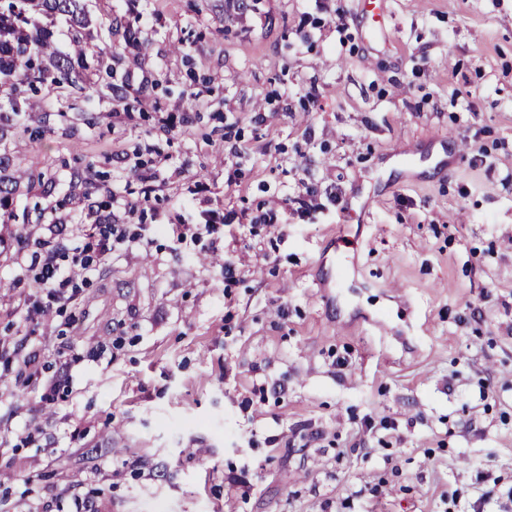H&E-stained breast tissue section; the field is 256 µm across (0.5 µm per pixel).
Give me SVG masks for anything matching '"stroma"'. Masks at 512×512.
I'll return each mask as SVG.
<instances>
[{"instance_id":"1","label":"stroma","mask_w":512,"mask_h":512,"mask_svg":"<svg viewBox=\"0 0 512 512\" xmlns=\"http://www.w3.org/2000/svg\"><path fill=\"white\" fill-rule=\"evenodd\" d=\"M237 5L83 0L88 44L115 16L140 47L113 36L111 73L88 53L83 93L42 90L0 129L36 173L0 225V512H448L484 495L497 512L512 0H387L380 26L361 0ZM272 207L278 224L257 223ZM101 217L124 237L51 302L33 252L71 256Z\"/></svg>"}]
</instances>
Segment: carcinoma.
<instances>
[{
	"label": "carcinoma",
	"mask_w": 512,
	"mask_h": 512,
	"mask_svg": "<svg viewBox=\"0 0 512 512\" xmlns=\"http://www.w3.org/2000/svg\"><path fill=\"white\" fill-rule=\"evenodd\" d=\"M57 15L69 18L73 52H57L50 30L38 17L52 19ZM88 19L82 0H0V95H13L23 84L38 83L52 89L73 86L72 75L86 57L88 48L83 30ZM11 167L9 150L0 142V224L13 220L9 200L25 179L34 173Z\"/></svg>",
	"instance_id": "1"
}]
</instances>
